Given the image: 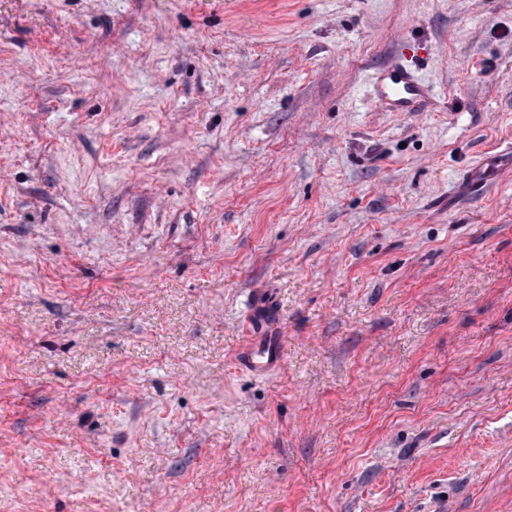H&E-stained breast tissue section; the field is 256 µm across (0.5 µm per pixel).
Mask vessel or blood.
<instances>
[{"instance_id": "1", "label": "vessel or blood", "mask_w": 512, "mask_h": 512, "mask_svg": "<svg viewBox=\"0 0 512 512\" xmlns=\"http://www.w3.org/2000/svg\"><path fill=\"white\" fill-rule=\"evenodd\" d=\"M376 86L377 103L393 111H421L431 98L429 86L421 80L416 70L399 58L380 70L376 77ZM283 355L281 337L254 336L243 348L239 361L252 373L263 375L277 368Z\"/></svg>"}]
</instances>
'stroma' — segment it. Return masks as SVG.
Returning <instances> with one entry per match:
<instances>
[{"instance_id":"obj_1","label":"stroma","mask_w":512,"mask_h":512,"mask_svg":"<svg viewBox=\"0 0 512 512\" xmlns=\"http://www.w3.org/2000/svg\"><path fill=\"white\" fill-rule=\"evenodd\" d=\"M508 149L512 0H0V512H512ZM376 86V102L393 111L419 112L431 98L429 86L401 58L391 61L380 70ZM283 355L281 337L251 336L240 354L239 361L252 373L263 375L277 368Z\"/></svg>"}]
</instances>
